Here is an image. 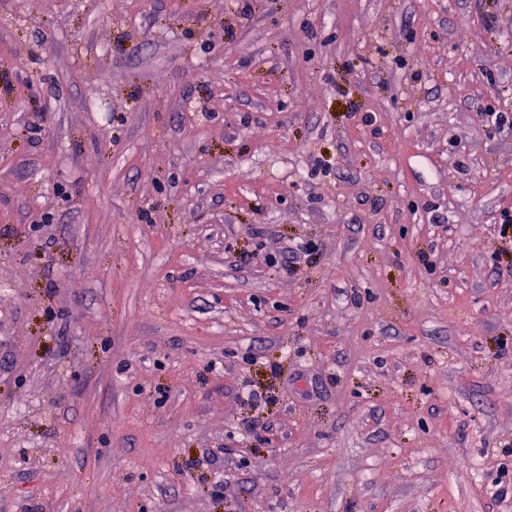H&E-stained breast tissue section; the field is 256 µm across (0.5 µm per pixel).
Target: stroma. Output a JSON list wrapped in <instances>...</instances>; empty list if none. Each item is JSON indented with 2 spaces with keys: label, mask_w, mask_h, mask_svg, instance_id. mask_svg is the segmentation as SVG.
Wrapping results in <instances>:
<instances>
[{
  "label": "stroma",
  "mask_w": 512,
  "mask_h": 512,
  "mask_svg": "<svg viewBox=\"0 0 512 512\" xmlns=\"http://www.w3.org/2000/svg\"><path fill=\"white\" fill-rule=\"evenodd\" d=\"M490 108L512 0H0V512H512Z\"/></svg>",
  "instance_id": "1"
}]
</instances>
